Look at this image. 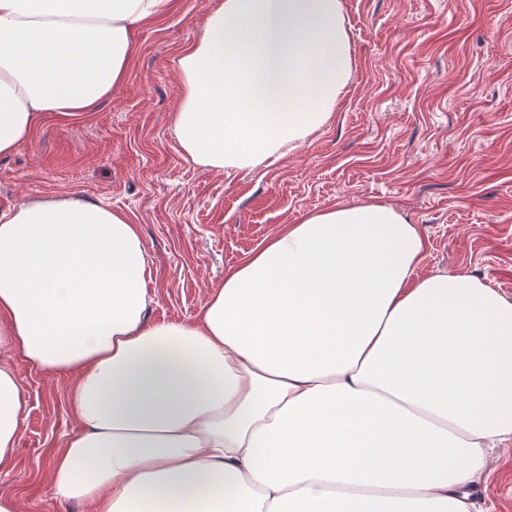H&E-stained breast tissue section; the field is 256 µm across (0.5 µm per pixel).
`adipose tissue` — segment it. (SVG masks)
Segmentation results:
<instances>
[{
  "instance_id": "adipose-tissue-1",
  "label": "adipose tissue",
  "mask_w": 512,
  "mask_h": 512,
  "mask_svg": "<svg viewBox=\"0 0 512 512\" xmlns=\"http://www.w3.org/2000/svg\"><path fill=\"white\" fill-rule=\"evenodd\" d=\"M174 4L0 0V156L94 111ZM178 66L184 160L278 163L350 80L343 0H222ZM424 253L393 206H328L226 273L193 322L150 325L127 212L67 194L0 213V471L26 406L13 351L72 380L82 430L48 486L93 512H470L486 448L512 440V300L417 277Z\"/></svg>"
}]
</instances>
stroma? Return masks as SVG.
I'll use <instances>...</instances> for the list:
<instances>
[{
    "instance_id": "obj_1",
    "label": "stroma",
    "mask_w": 512,
    "mask_h": 512,
    "mask_svg": "<svg viewBox=\"0 0 512 512\" xmlns=\"http://www.w3.org/2000/svg\"><path fill=\"white\" fill-rule=\"evenodd\" d=\"M143 26L123 85L53 118L0 157V212L76 194L126 211L150 262L146 321L189 322L251 251L334 203L395 207L421 232L419 274H468L512 300V0H344L353 69L332 118L283 161L215 171L185 161L177 60L219 0H177ZM27 398L0 493L18 512H92L54 497L52 457L78 435L69 382L11 354ZM477 512H512V442L489 451Z\"/></svg>"
}]
</instances>
